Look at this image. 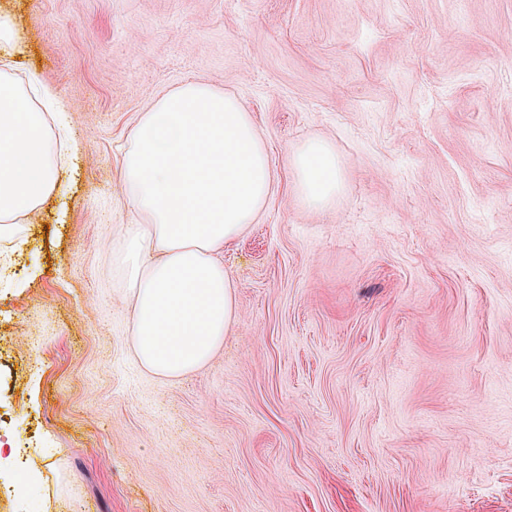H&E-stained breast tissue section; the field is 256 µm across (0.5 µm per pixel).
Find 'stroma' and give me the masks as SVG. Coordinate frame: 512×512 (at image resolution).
I'll return each mask as SVG.
<instances>
[{
	"label": "stroma",
	"mask_w": 512,
	"mask_h": 512,
	"mask_svg": "<svg viewBox=\"0 0 512 512\" xmlns=\"http://www.w3.org/2000/svg\"><path fill=\"white\" fill-rule=\"evenodd\" d=\"M77 156L0 255V418L39 512H512V0H0ZM203 82L272 193L224 250L237 321L177 379L112 264L137 113ZM312 137L343 186L307 210ZM289 167L293 190L311 212L329 209L342 186V176L336 152L331 143L311 138L290 152Z\"/></svg>",
	"instance_id": "stroma-1"
}]
</instances>
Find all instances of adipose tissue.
<instances>
[{
  "label": "adipose tissue",
  "instance_id": "1",
  "mask_svg": "<svg viewBox=\"0 0 512 512\" xmlns=\"http://www.w3.org/2000/svg\"><path fill=\"white\" fill-rule=\"evenodd\" d=\"M14 23L0 14V237L15 236L54 193L74 151L55 89L7 66ZM293 190L311 212L342 186L331 143L291 151ZM134 215L118 256L132 305V355L149 373L176 379L206 364L237 319V286L224 248L265 208L271 161L250 112L232 93L188 83L138 113L121 159Z\"/></svg>",
  "mask_w": 512,
  "mask_h": 512
}]
</instances>
